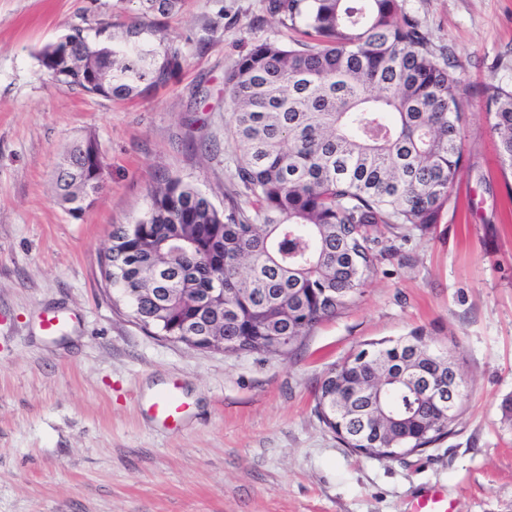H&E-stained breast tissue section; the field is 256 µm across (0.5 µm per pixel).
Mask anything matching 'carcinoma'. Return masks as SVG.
<instances>
[{"label":"carcinoma","instance_id":"1","mask_svg":"<svg viewBox=\"0 0 512 512\" xmlns=\"http://www.w3.org/2000/svg\"><path fill=\"white\" fill-rule=\"evenodd\" d=\"M144 12L170 15L183 0H142ZM269 10L308 37L288 46H254L230 67L224 87L232 136L241 150L235 185L220 210L179 179L149 189V204L131 233L112 236L104 281L131 306L132 317L161 335L190 320L224 337L225 351L291 348L336 315L375 270L384 250L378 233L428 229L448 214L462 168L460 138L474 89L439 60L428 34L400 0H270ZM44 47L48 72L67 71L82 92L96 79L106 97L127 98L143 84L167 82L182 52L138 40L67 39ZM481 95L512 170V88L490 84ZM96 141L73 144L55 177L57 197L78 216L100 189L103 160L86 167ZM224 289V303L208 297ZM359 376L407 370L403 344L379 348ZM316 396L322 422L348 447L421 448L445 437L430 400L409 375L382 393L385 417L360 432L369 394L330 408L334 378Z\"/></svg>","mask_w":512,"mask_h":512}]
</instances>
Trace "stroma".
I'll list each match as a JSON object with an SVG mask.
<instances>
[{"mask_svg": "<svg viewBox=\"0 0 512 512\" xmlns=\"http://www.w3.org/2000/svg\"><path fill=\"white\" fill-rule=\"evenodd\" d=\"M268 0H186L159 18L184 56L170 81L121 100L55 81L38 53L72 27L122 33L139 0H0V512H410L427 488L455 512H512V174L481 90L512 87V0H402L475 95L461 129L457 212L389 238L366 285L282 354L171 341L106 288L112 231L170 177L223 207L240 151L224 76L256 44L298 33ZM94 137L103 188L80 216L53 176ZM65 318L42 330L45 315ZM423 329L457 353L467 397L450 434L378 460L318 417L327 371L369 342ZM176 389L177 424L153 402Z\"/></svg>", "mask_w": 512, "mask_h": 512, "instance_id": "35a3bbf8", "label": "stroma"}]
</instances>
